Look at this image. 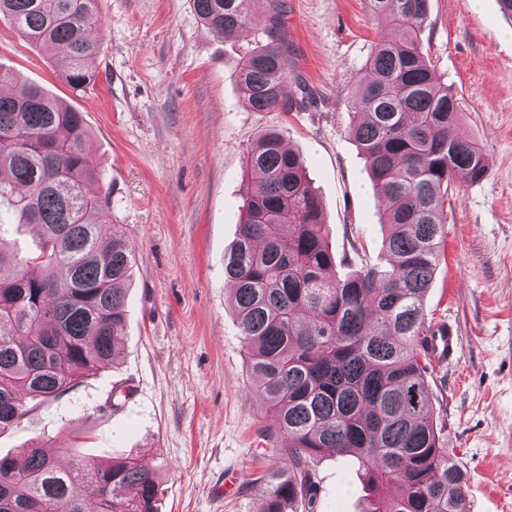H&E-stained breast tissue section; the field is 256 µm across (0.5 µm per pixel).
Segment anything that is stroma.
Wrapping results in <instances>:
<instances>
[{
	"label": "stroma",
	"instance_id": "1",
	"mask_svg": "<svg viewBox=\"0 0 512 512\" xmlns=\"http://www.w3.org/2000/svg\"><path fill=\"white\" fill-rule=\"evenodd\" d=\"M290 45L289 112H253L237 66L257 29L224 40L194 0H98L96 78L73 93L61 52L45 53L0 20V70L82 112L112 189L107 223L137 258L125 340L115 363L56 398L29 404L0 434V455L41 438L61 464L141 457L160 476L158 512H243L288 467V439L258 398L224 281L237 237L246 150L267 128L305 158L345 275L382 246L365 161L348 134L351 92L384 34L367 0H282ZM421 45L457 94L460 135L490 167L452 183L444 257L424 299L452 320L460 359L429 377L444 436L466 472L472 512H512V18L498 0H429ZM316 512H366L355 457L314 459ZM235 472L233 494L224 475Z\"/></svg>",
	"mask_w": 512,
	"mask_h": 512
}]
</instances>
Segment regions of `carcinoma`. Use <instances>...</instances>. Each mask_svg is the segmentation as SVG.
Here are the masks:
<instances>
[{"mask_svg": "<svg viewBox=\"0 0 512 512\" xmlns=\"http://www.w3.org/2000/svg\"><path fill=\"white\" fill-rule=\"evenodd\" d=\"M256 0H195L226 40L257 23L239 83L253 112H289L288 43L278 0L256 20ZM392 35L379 40L353 95L350 133L384 203L385 263L336 277L319 199L304 158L275 130L246 152L245 202L224 278L249 372L291 466L269 470L245 512H314L310 468L331 450L357 457L375 493L371 512H470L466 481L432 409L430 323L423 301L440 261L445 197L458 178L488 173L486 150L458 135L454 91L421 49L428 0H368ZM97 0H0L21 36L66 53V84L94 79L100 43L86 31ZM40 231L22 256L0 237V434L112 362L124 338L136 256L123 233H102L111 192L92 161L83 113L34 84L0 94V209ZM160 480L134 457L58 466L35 443L0 456V512H157Z\"/></svg>", "mask_w": 512, "mask_h": 512, "instance_id": "obj_1", "label": "carcinoma"}]
</instances>
